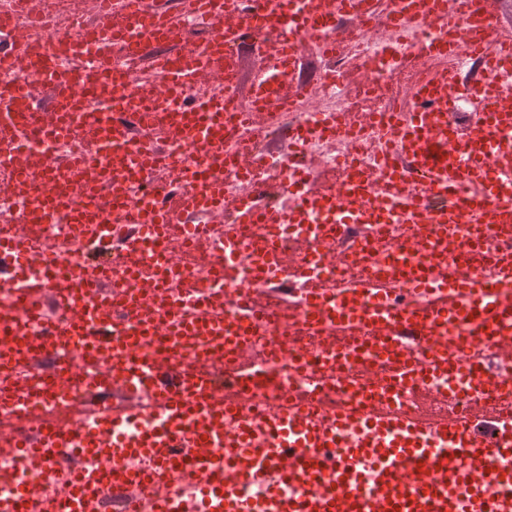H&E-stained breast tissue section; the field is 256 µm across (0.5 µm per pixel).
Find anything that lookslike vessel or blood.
<instances>
[{"mask_svg":"<svg viewBox=\"0 0 512 512\" xmlns=\"http://www.w3.org/2000/svg\"><path fill=\"white\" fill-rule=\"evenodd\" d=\"M182 15L207 31L206 41L183 34V48L159 51L169 12L163 0H99L97 27L58 32L51 14L25 18L24 8L0 15V197L20 199L16 222L0 223V276L15 291L0 304V373L19 360L93 359L95 390L120 397L98 405L93 421H48L30 434L32 402H0L10 417L0 447L40 467L50 458L108 457V471L79 473L67 491L53 480L16 486L0 512H97L112 489L139 500L153 492L155 512H177L182 484L195 486L198 512H512V378L493 374L472 356L490 346L512 361V105L498 92L512 84V38H496L499 0H389L379 12L397 32L390 69L414 76L387 110L358 119L325 113L292 127L291 139L316 135L345 143L331 184L299 187L310 160L293 154L280 188L287 205L270 206L262 160L249 143L289 113L305 109L310 86L301 77V50L312 41L335 54L341 24L350 45L362 42L368 0H178ZM265 44L275 63L239 110L232 97L247 46ZM91 56L76 72L59 66L65 51ZM51 84L52 98L36 107L29 78ZM219 80L220 96L182 97L188 87ZM475 98L468 121L460 96ZM40 112L42 132L22 136L23 115ZM382 125L380 152L370 167L352 161L358 132ZM74 145L62 177L40 178L48 153ZM112 167L108 192L91 185L94 164ZM167 164L172 188L156 187L152 171ZM231 168L243 193L218 192L214 173ZM234 211L223 246L208 250L216 284L189 281L178 296L164 283L148 286L136 265L141 243L123 252L126 281L111 289L105 273L63 268L34 232L14 223L54 224L70 209L78 224H95L98 255L111 257L120 225L141 224L160 239L161 270L182 271L186 251L206 245L202 214ZM294 224L308 245H278L275 230ZM352 224H406L397 241L374 239L340 249ZM470 224L471 240H449L448 227ZM256 251L248 277L236 258ZM39 275H32V268ZM291 277L302 288L299 307L273 306L268 288ZM336 287H329L328 277ZM410 284L415 299L398 303L391 281ZM232 297V314L215 302ZM260 324L276 328L275 362L305 367L302 336L337 340L325 370L354 391L331 407L321 390L305 397L270 394L258 371L226 392L206 374L223 358L213 346L227 338L232 361L246 363L248 338ZM443 373L447 389L432 379ZM74 373L53 375L55 402L74 399ZM447 412L422 414V402L447 401ZM228 416L240 425L229 429ZM138 424L128 433L130 424ZM356 425L358 443L341 442ZM412 439L431 432L434 446L386 447L390 432ZM151 467H142V458ZM294 484L284 496L279 485ZM268 486L266 496L251 487Z\"/></svg>","mask_w":512,"mask_h":512,"instance_id":"obj_1","label":"vessel or blood"}]
</instances>
